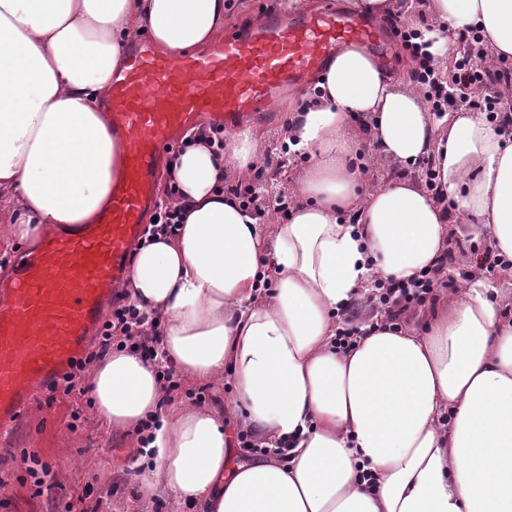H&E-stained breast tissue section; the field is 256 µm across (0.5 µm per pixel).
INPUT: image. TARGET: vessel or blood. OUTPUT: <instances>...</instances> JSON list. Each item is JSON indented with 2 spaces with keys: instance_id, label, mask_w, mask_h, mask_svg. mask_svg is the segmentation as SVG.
<instances>
[{
  "instance_id": "1",
  "label": "vessel or blood",
  "mask_w": 512,
  "mask_h": 512,
  "mask_svg": "<svg viewBox=\"0 0 512 512\" xmlns=\"http://www.w3.org/2000/svg\"><path fill=\"white\" fill-rule=\"evenodd\" d=\"M379 50V27L326 8L289 21L232 30L201 54L134 50L112 80L108 111L125 152L110 210L77 236L48 237L18 254L0 278V429L35 389L62 384L101 312L132 269V249L156 204L158 158L173 134L202 115L232 130L271 109L278 94L314 79L345 45Z\"/></svg>"
}]
</instances>
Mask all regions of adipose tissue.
Returning a JSON list of instances; mask_svg holds the SVG:
<instances>
[{"label":"adipose tissue","instance_id":"1","mask_svg":"<svg viewBox=\"0 0 512 512\" xmlns=\"http://www.w3.org/2000/svg\"><path fill=\"white\" fill-rule=\"evenodd\" d=\"M434 66L444 28L476 27L487 61L512 59V0H426ZM228 0H0V245L78 234L109 206L123 152L106 102L127 49L149 35L173 56L224 37ZM288 115L308 159L285 220L259 222L224 192L264 153L248 127L199 143L167 176L175 235L135 244L124 289L162 319L161 351L188 379L229 381L238 423L269 454L236 462L219 411L165 396L154 366L114 351L89 387L116 430L154 421L145 456L175 508L198 512H512V320L482 280L440 293L421 327L373 316L336 346L341 310L375 283L410 282L448 247L443 204L402 175L363 189L352 162L366 122L374 156H433L466 231L512 258V142L485 118H436L408 75L364 48L330 58Z\"/></svg>","mask_w":512,"mask_h":512}]
</instances>
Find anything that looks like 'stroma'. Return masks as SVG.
<instances>
[{
  "label": "stroma",
  "mask_w": 512,
  "mask_h": 512,
  "mask_svg": "<svg viewBox=\"0 0 512 512\" xmlns=\"http://www.w3.org/2000/svg\"><path fill=\"white\" fill-rule=\"evenodd\" d=\"M285 0H232L225 27L247 28L255 17H282ZM38 391L22 418L0 432V512H65L84 496L85 512H170L171 498L153 488L139 459L138 435L108 427L80 395ZM47 464L49 486L37 492L26 457Z\"/></svg>",
  "instance_id": "obj_1"
}]
</instances>
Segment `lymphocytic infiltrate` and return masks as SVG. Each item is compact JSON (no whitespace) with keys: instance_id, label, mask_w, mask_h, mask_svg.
Returning a JSON list of instances; mask_svg holds the SVG:
<instances>
[{"instance_id":"lymphocytic-infiltrate-1","label":"lymphocytic infiltrate","mask_w":512,"mask_h":512,"mask_svg":"<svg viewBox=\"0 0 512 512\" xmlns=\"http://www.w3.org/2000/svg\"><path fill=\"white\" fill-rule=\"evenodd\" d=\"M386 26L414 61L411 77L420 86L431 112L437 115L457 109L480 112L500 132L512 134V106H506L498 92L499 87L512 86V64L487 66L476 63L471 50L481 42L478 28L468 27L457 32L456 40L463 45L464 51L457 54L451 68L443 74L433 67L423 45L416 43L415 32L405 25L399 15L389 16ZM474 251V246L457 242L455 249L447 250L417 280L405 283L391 279L378 283L376 291L368 299L369 305L380 309L390 325L398 327L405 324L415 307L436 300L438 290L445 285L444 276L449 266ZM147 323V315L134 303L116 300L111 318L97 331L94 348L73 363L65 376V392H72L76 377L114 349L137 353L144 360L155 363L157 375L166 391L177 390L179 383L174 368L158 360L160 331L148 328Z\"/></svg>"}]
</instances>
